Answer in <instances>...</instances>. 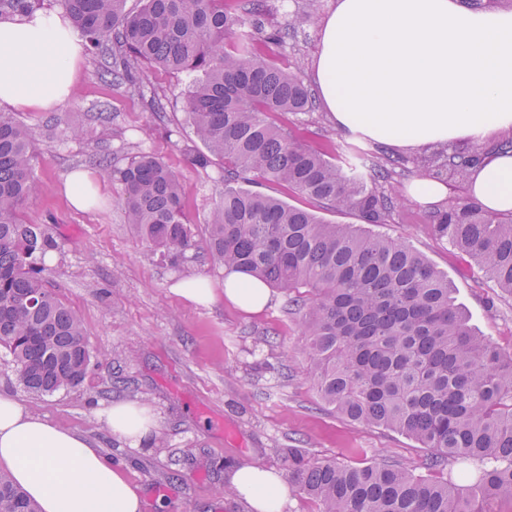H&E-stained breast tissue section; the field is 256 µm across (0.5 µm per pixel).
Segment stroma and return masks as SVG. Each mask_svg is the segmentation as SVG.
<instances>
[{"label": "stroma", "mask_w": 512, "mask_h": 512, "mask_svg": "<svg viewBox=\"0 0 512 512\" xmlns=\"http://www.w3.org/2000/svg\"><path fill=\"white\" fill-rule=\"evenodd\" d=\"M332 0H284L265 27L287 23L289 13H307L294 38L273 47L278 57L312 61L318 22ZM142 90L131 93L98 74L91 58L81 63L74 98L48 112H24L34 128L39 190L26 204V223L56 238L52 264L43 276L85 325L93 358L84 380L38 396L20 384L9 356L0 353V394L26 404L48 422L88 436L120 467L145 502V512H252L236 496L220 494L235 467L259 464L288 471V452L308 460L333 459L353 466L406 463L422 467L426 449L396 431L363 426L337 414L313 383L307 338L288 298L272 290L267 307L247 313L217 298L195 305L174 286L192 276L224 286L205 248L190 251L174 266L132 232L119 203L120 189L101 182L98 204L72 207L65 181L74 171H95L106 154L122 161L128 153L155 152L179 174L188 210L196 217L197 239L221 190L210 174L194 167L197 144L186 123L180 73L147 70ZM161 96L163 109L153 105ZM107 107L108 122L98 118ZM312 146L335 156L351 137L337 131L325 109L305 115ZM180 127L173 140L166 131ZM429 208L402 198L377 233L406 242L447 275L471 327L503 356H512V296L502 293L466 255L439 238ZM120 401L148 404L160 419L159 442L131 447L110 434L97 410Z\"/></svg>", "instance_id": "stroma-1"}]
</instances>
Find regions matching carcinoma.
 Returning <instances> with one entry per match:
<instances>
[{
  "label": "carcinoma",
  "mask_w": 512,
  "mask_h": 512,
  "mask_svg": "<svg viewBox=\"0 0 512 512\" xmlns=\"http://www.w3.org/2000/svg\"><path fill=\"white\" fill-rule=\"evenodd\" d=\"M38 0H0V16L29 14ZM101 78L133 89L146 68L183 73L189 125L217 167L220 200L205 224L216 267L288 293L302 318L322 400L353 422L384 427L430 451L427 466L475 463L471 483L433 480L395 464L351 466L288 455V483L319 512H494L512 500V358L472 331L448 278L404 242L245 188L282 184L332 211L383 224L395 207L392 173L373 150L352 144L338 157L311 146L303 128L278 120L305 115L316 100L299 59L284 65L270 46L293 37L296 21L260 37L269 0H58ZM35 132L0 112V347L29 391L50 395L78 385L91 362L78 314L42 276L52 235L21 213L38 191ZM482 147H441L414 159L415 173L466 180ZM121 185L133 233L161 258L187 260L194 220L178 174L151 151L121 166L102 157ZM433 230L512 296V214L497 216L454 198L430 215ZM0 512L38 508L0 472Z\"/></svg>",
  "instance_id": "carcinoma-1"
}]
</instances>
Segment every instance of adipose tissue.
I'll return each mask as SVG.
<instances>
[{
  "label": "adipose tissue",
  "mask_w": 512,
  "mask_h": 512,
  "mask_svg": "<svg viewBox=\"0 0 512 512\" xmlns=\"http://www.w3.org/2000/svg\"><path fill=\"white\" fill-rule=\"evenodd\" d=\"M312 77L343 133L398 152L485 146L512 131V11L467 0H334L319 22ZM82 45L53 11L0 19V107L43 112L73 98ZM469 201L512 213V155L490 153L470 170ZM224 296L261 310L266 285L242 274ZM109 431L137 447L154 442L157 415L133 402L98 410ZM0 469L41 512H142L144 502L120 469L83 435L52 425L0 395ZM255 512H282L283 475L258 465L229 477Z\"/></svg>",
  "instance_id": "1"
}]
</instances>
